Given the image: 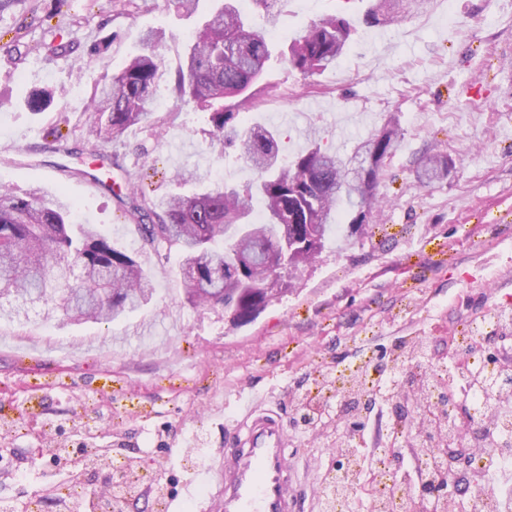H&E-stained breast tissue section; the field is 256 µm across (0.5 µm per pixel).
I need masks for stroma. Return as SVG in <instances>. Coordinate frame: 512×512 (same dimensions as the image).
Instances as JSON below:
<instances>
[{"label": "stroma", "mask_w": 512, "mask_h": 512, "mask_svg": "<svg viewBox=\"0 0 512 512\" xmlns=\"http://www.w3.org/2000/svg\"><path fill=\"white\" fill-rule=\"evenodd\" d=\"M218 0H12L0 11V189H63L85 223L135 254L154 277L151 301L109 323L75 324L55 302L28 316L0 315V501L30 512L45 493L87 484L82 465L57 468L48 450L57 424L90 432L113 466L135 461L155 487L136 486L128 504L146 512H208L222 491L227 428L252 405L278 412L288 454L306 492L301 512H324V474L336 465L331 442L302 431L298 400L325 377L370 358L385 361L394 339L426 340L443 358L454 333L491 309L512 312V0H425L400 23L370 26L374 0H278L276 49L331 14L357 31L336 64L303 77L272 62L245 126L272 123L286 155L309 140L353 154L396 117L401 138L385 163L380 205L363 234L347 228L295 275L252 323L234 326L222 308L192 306L182 258L160 262L140 250L134 227L109 190L138 175L145 193L178 192L173 175L195 171L201 185L222 168L244 184L256 173L234 150H206L207 113L167 99L164 129L134 127L103 143L115 166L90 164L86 105L103 77L123 68L144 34L162 29L176 63L187 38ZM109 40L107 50L88 47ZM73 42L69 55L44 49ZM58 94L45 112L26 106L36 87ZM72 131L66 152L48 150L55 119ZM447 154L443 182H417V160ZM92 169L93 178L82 175Z\"/></svg>", "instance_id": "35a3bbf8"}]
</instances>
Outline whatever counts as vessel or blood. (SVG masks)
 I'll return each mask as SVG.
<instances>
[{
    "label": "vessel or blood",
    "instance_id": "1",
    "mask_svg": "<svg viewBox=\"0 0 512 512\" xmlns=\"http://www.w3.org/2000/svg\"><path fill=\"white\" fill-rule=\"evenodd\" d=\"M224 443L223 490L213 512H300L301 496L288 460L287 426L280 414L251 410Z\"/></svg>",
    "mask_w": 512,
    "mask_h": 512
}]
</instances>
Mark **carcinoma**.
Instances as JSON below:
<instances>
[{
    "mask_svg": "<svg viewBox=\"0 0 512 512\" xmlns=\"http://www.w3.org/2000/svg\"><path fill=\"white\" fill-rule=\"evenodd\" d=\"M224 0L190 38L175 70L159 52L165 33L151 31L141 51L110 81L96 90L87 120L88 135L117 139L134 127L164 123L152 110L161 87L176 101L209 114L207 148L224 156V145L258 175L243 186L217 181L192 195L173 194L163 201L123 197L141 241V248L167 259L184 255L183 289L192 305L220 306L235 325L256 319L267 307L260 288L272 270L257 263L238 272L243 253L258 255L281 248L292 225H307L320 245L339 224L359 230L379 206L377 186L384 161L396 150L400 130L394 120L366 140L374 147L363 167L356 192L343 190L351 158L321 149L316 142L292 158L280 154L275 126L242 128L234 124L240 111L256 100L258 81L275 53L273 28L277 0H252L263 10L265 23L250 22L236 5ZM423 0H376L364 22L392 24L420 8ZM353 23L326 15L310 23L277 55L288 67L310 76L336 64L349 49ZM48 89H34L27 106L44 111L53 101ZM452 161L427 153L416 174L430 185L448 178ZM262 201V217L249 221L252 200ZM77 206L63 191L40 188L19 194L0 189V311L34 307L59 297L74 321L110 323L147 301L154 291L152 275L134 257L115 248L91 224L76 222Z\"/></svg>",
    "mask_w": 512,
    "mask_h": 512,
    "instance_id": "1",
    "label": "carcinoma"
}]
</instances>
